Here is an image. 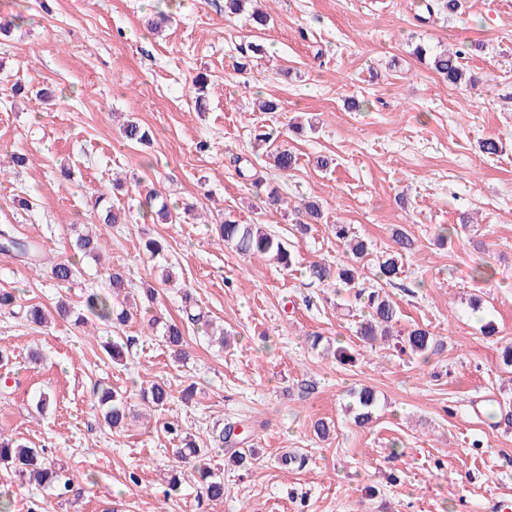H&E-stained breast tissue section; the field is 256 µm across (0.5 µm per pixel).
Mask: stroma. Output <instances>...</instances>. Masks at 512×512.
Instances as JSON below:
<instances>
[{"mask_svg": "<svg viewBox=\"0 0 512 512\" xmlns=\"http://www.w3.org/2000/svg\"><path fill=\"white\" fill-rule=\"evenodd\" d=\"M265 3L270 23L255 32L245 16L225 17L224 0H0V17L12 22L0 34V162L15 152L28 158L0 173V228L60 259L90 224L103 251L101 261L80 259L68 290L49 266L0 251V290L48 315L39 325L0 311L9 354L0 364V433L44 449L73 478L63 495L0 470L9 512H102L112 502L119 512L512 508V369L500 358L512 342V0H462L430 23L417 19L420 0ZM160 12L169 22L151 33L146 21ZM247 39L262 50L242 69ZM418 46L466 49L462 65L477 84H448L415 55ZM202 72L212 86L200 103L193 81ZM17 84L30 95H14ZM44 86L53 100L35 96ZM259 98L277 110L259 111ZM128 119L152 131L150 146L121 139ZM263 129L273 132L272 147L297 156L294 170H276L256 150ZM487 139L496 154L482 152ZM321 157L328 168L318 167ZM63 165L70 180L57 175ZM255 173L284 206L264 205L250 184ZM141 181L183 208L180 223L146 215ZM101 194L126 223L100 221L93 202ZM308 201L322 217L302 234ZM227 217L264 225L296 253V266L224 246L211 227ZM333 224L368 242V288L392 229L412 234L415 249L386 293L397 330L427 328L444 351L378 346L349 366L311 345L315 335L359 344L363 312L353 291L311 283L306 273L313 261H346ZM150 239L165 244V264L146 255ZM485 264L491 278H475ZM166 265L170 284L161 280ZM111 267L128 272L138 307L160 322L179 320L191 295L229 333V346L187 325L189 358L177 364L160 330L137 318L123 331L131 341L124 361L109 360L100 338L110 324L86 313L82 294L108 293ZM61 299L83 323L57 316ZM35 349L43 355L36 364ZM155 382L174 399L141 415L140 390ZM191 385L194 397L182 400ZM364 387L377 404L362 427L348 407ZM102 388L121 392L132 410L120 430L93 406ZM43 393L53 402L41 411ZM171 419L212 446L223 503L193 485L168 495L175 442L163 425ZM321 419L332 424L324 440L314 432ZM228 422L242 426L243 447L259 451L249 473L228 466L214 444ZM287 450L305 456L303 468L279 467Z\"/></svg>", "mask_w": 512, "mask_h": 512, "instance_id": "1", "label": "stroma"}]
</instances>
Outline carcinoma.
<instances>
[{"mask_svg": "<svg viewBox=\"0 0 512 512\" xmlns=\"http://www.w3.org/2000/svg\"><path fill=\"white\" fill-rule=\"evenodd\" d=\"M253 0H224V13L227 15H240L247 11V6ZM249 12V11H247ZM249 20L256 26H263L267 22V13L261 8H254L249 12ZM464 55L459 49L452 54L442 53L433 56L432 68L448 78L451 83H460L466 80L460 59ZM121 137L131 144H146L149 142V132L136 121H128L120 129ZM274 166L286 173L294 168L296 159L292 152L282 149L273 154ZM103 196L94 201V208L102 210L105 224L125 223L124 214L113 206H104ZM218 239L226 245L234 247L243 254L261 253L271 256L279 265L288 269L295 263V255L279 240L265 232L260 224H240L229 218L216 225ZM332 231L336 239L343 242L351 253V260L336 269H331L324 263L314 262L307 268L308 277L318 283H325L331 279L345 288L355 290L354 297L367 315L358 322L356 337L365 347H373L378 339L392 342L393 349L398 353H413L425 355L436 354L444 349V342L422 327L416 326L406 334L391 335L390 326L397 322V309L393 302L380 289V286H392L401 273L403 257L415 249V242L404 229H396L392 233L393 246L389 253L378 260L374 277L379 287L367 290L359 287V263L368 255V244L354 235L348 224H334ZM74 249L84 256H99V242L91 234L77 235ZM0 250L14 251L17 256L29 260L39 261L42 251L32 241H21L14 238L8 231H0ZM52 278L61 288L69 287L76 277L74 262L67 259L49 261ZM111 297L102 296L95 292L85 298L86 309L98 317L110 321L113 325L123 326L127 322L130 312L118 308L115 301L125 292L127 282L120 270L108 273ZM163 341L180 361L186 360L184 328L176 323H167L164 327ZM103 349L113 361H121L125 356L126 343L120 336H114L103 342ZM96 406L101 410L104 422L113 429L123 427L127 417V402L122 394L105 389L96 393ZM172 395L166 384L155 383L141 394V399L147 407L165 405ZM375 392L369 388L361 389L356 396V406L353 408L354 420L360 425L372 421V409L376 404ZM238 425L226 424L218 435V441L233 449L229 462L238 469H247L253 461L258 459V452L249 448H233L237 437ZM166 433L180 441L181 446L174 449L179 463L187 464L186 469H174L167 480L168 491L178 493L183 482L190 481L203 490L206 499L210 502L224 500V478L214 472L209 459V449L199 446L192 434L185 431L177 422H168L164 425ZM0 468L10 470L21 479L34 482L40 486L55 487L67 492L72 482L63 465L48 460L44 451L31 448L12 438L0 435Z\"/></svg>", "mask_w": 512, "mask_h": 512, "instance_id": "carcinoma-1", "label": "carcinoma"}]
</instances>
